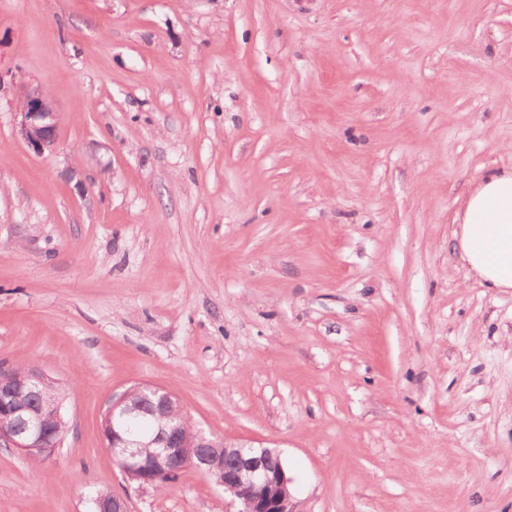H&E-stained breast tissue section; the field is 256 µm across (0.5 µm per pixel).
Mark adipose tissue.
Returning <instances> with one entry per match:
<instances>
[{
  "label": "adipose tissue",
  "instance_id": "adipose-tissue-1",
  "mask_svg": "<svg viewBox=\"0 0 512 512\" xmlns=\"http://www.w3.org/2000/svg\"><path fill=\"white\" fill-rule=\"evenodd\" d=\"M454 222L453 248L479 283L512 289V167L479 176Z\"/></svg>",
  "mask_w": 512,
  "mask_h": 512
}]
</instances>
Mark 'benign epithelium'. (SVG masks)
Wrapping results in <instances>:
<instances>
[{"instance_id": "benign-epithelium-1", "label": "benign epithelium", "mask_w": 512, "mask_h": 512, "mask_svg": "<svg viewBox=\"0 0 512 512\" xmlns=\"http://www.w3.org/2000/svg\"><path fill=\"white\" fill-rule=\"evenodd\" d=\"M19 134L35 151L42 152L55 143L56 113L39 92L26 94L20 104ZM52 381L37 368L18 370L0 366V447L15 448L29 456H49L60 445V434L47 427L51 418L61 421L62 406L44 396V387ZM160 417H171L184 407L172 393L158 387ZM140 409L127 404V393L108 402L105 415L112 423L103 424V434L112 457L127 477L144 486L151 476L166 475L177 460H186L213 483L237 507L236 512H296L289 491L280 453L270 449L256 454L243 444H232L195 433L193 445L202 449L197 456L188 455L181 430L165 425L149 443L125 436V423L134 420ZM154 445L157 450L142 459L141 449ZM96 512H128L125 495L114 491L100 493L95 499Z\"/></svg>"}]
</instances>
